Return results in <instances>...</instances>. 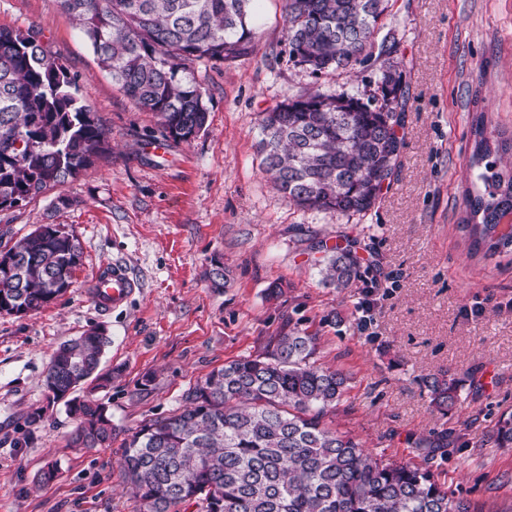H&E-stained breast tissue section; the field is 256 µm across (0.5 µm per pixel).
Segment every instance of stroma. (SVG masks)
I'll return each instance as SVG.
<instances>
[{
    "instance_id": "1",
    "label": "stroma",
    "mask_w": 512,
    "mask_h": 512,
    "mask_svg": "<svg viewBox=\"0 0 512 512\" xmlns=\"http://www.w3.org/2000/svg\"><path fill=\"white\" fill-rule=\"evenodd\" d=\"M283 6L255 0L249 55L195 65L206 127L160 156L151 149L162 137L158 118L113 84L57 0H0V27L38 32L77 75L109 140L91 169L0 210V229L14 236L57 224L83 247L63 297L0 313V512H136L121 476L124 439L181 408L213 369L262 353L291 323L318 333L319 364L353 376L333 427L376 457L428 464L478 512H512V448L488 442L512 413V252L469 258L457 227L474 113L512 131V0H388L380 23L398 42L403 148L375 207L350 217L300 210L279 191L261 167L259 123L316 88L373 94L379 65L315 76L289 62ZM336 244L361 266L345 290L323 285L316 266ZM112 261L127 266L138 291L105 313L84 290ZM217 262L230 272L221 289L209 279ZM274 284L281 291L271 298ZM92 328L111 338L104 368L119 371L97 394L117 436L107 448H75L76 422L64 402L48 404L46 376L55 349ZM429 375L459 379L449 415L431 410ZM36 408L45 417L28 425ZM443 432L487 444L425 460L415 440ZM50 461L59 475L41 481Z\"/></svg>"
}]
</instances>
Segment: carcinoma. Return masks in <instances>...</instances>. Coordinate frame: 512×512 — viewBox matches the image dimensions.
Instances as JSON below:
<instances>
[{"label": "carcinoma", "mask_w": 512, "mask_h": 512, "mask_svg": "<svg viewBox=\"0 0 512 512\" xmlns=\"http://www.w3.org/2000/svg\"><path fill=\"white\" fill-rule=\"evenodd\" d=\"M101 69L143 112L158 117L163 136L189 142L205 128V91L193 65L222 64L248 54L255 32L250 0H58ZM384 0H285L288 61L313 75L383 60L381 104L345 92L308 93L263 113L261 165L296 206L318 213L364 215L391 178L402 148L396 109L405 101L390 62V34L377 38ZM458 228L470 256L512 252V135L488 130L475 114ZM107 151L106 133L79 95L77 76L32 29L0 28V210L24 206L91 168ZM83 254L81 242L55 224L0 247V313L37 311L66 294ZM321 281L345 289L361 278L348 248L319 263ZM317 333L282 330L265 352L212 370L189 387L170 416L144 421L124 440L123 474L139 512H472L448 496L428 468L377 458L353 436L329 427L352 377L316 364ZM110 339L98 329L53 353L46 388L59 399L71 389L106 387L101 363ZM430 404L446 416L459 381L424 379ZM77 426L70 445L105 448L115 427L105 403L65 400ZM491 442L512 448V414L501 416ZM418 448L458 450L442 434Z\"/></svg>", "instance_id": "carcinoma-1"}]
</instances>
